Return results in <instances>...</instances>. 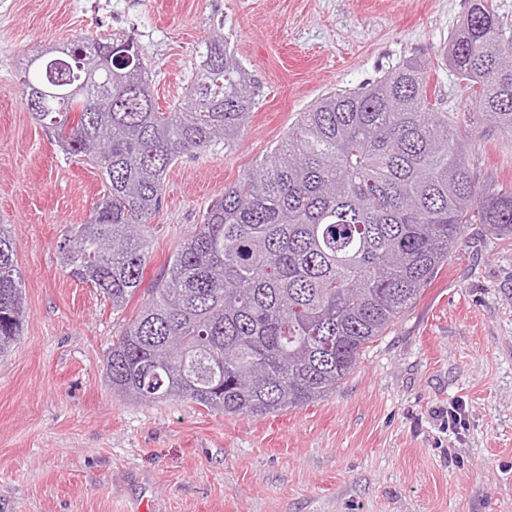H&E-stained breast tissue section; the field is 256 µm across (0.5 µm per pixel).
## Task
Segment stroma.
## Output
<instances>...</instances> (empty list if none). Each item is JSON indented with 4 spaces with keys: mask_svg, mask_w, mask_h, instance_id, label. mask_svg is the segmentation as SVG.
Masks as SVG:
<instances>
[{
    "mask_svg": "<svg viewBox=\"0 0 512 512\" xmlns=\"http://www.w3.org/2000/svg\"><path fill=\"white\" fill-rule=\"evenodd\" d=\"M470 0H0V225L25 321L0 360V512H512V245L457 249L412 308L321 400L265 417L141 403L105 380V353L224 187L321 95L426 67L435 111L471 126L481 184L512 187V136L472 110L442 64ZM260 96L237 145L172 165L141 293L116 308L69 275L60 246L101 199L97 168L31 116L32 50L123 30L166 110L185 102L216 26ZM466 406L461 434L442 413Z\"/></svg>",
    "mask_w": 512,
    "mask_h": 512,
    "instance_id": "stroma-1",
    "label": "stroma"
}]
</instances>
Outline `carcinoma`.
<instances>
[{"instance_id": "obj_1", "label": "carcinoma", "mask_w": 512, "mask_h": 512, "mask_svg": "<svg viewBox=\"0 0 512 512\" xmlns=\"http://www.w3.org/2000/svg\"><path fill=\"white\" fill-rule=\"evenodd\" d=\"M221 32L188 102L156 108L134 37L99 34L32 57L23 95L104 194L65 238L73 278L121 307L139 290L165 176L217 141L236 146L259 96ZM446 62L486 121L512 135V43L490 0H471ZM472 133L430 108L408 58L356 90L322 96L288 137L204 211L137 316L107 351L113 391L262 417L336 391L417 301L466 232L512 239V188L479 184ZM24 323L14 242L0 226V357Z\"/></svg>"}]
</instances>
